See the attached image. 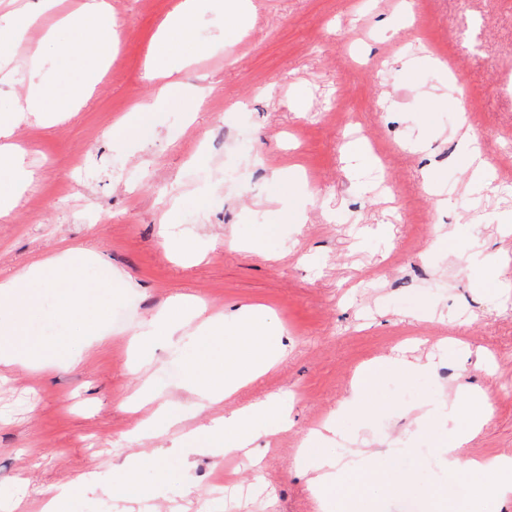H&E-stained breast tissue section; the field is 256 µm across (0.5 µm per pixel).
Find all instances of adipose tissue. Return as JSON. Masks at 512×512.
I'll return each mask as SVG.
<instances>
[{
	"instance_id": "ef3b65f1",
	"label": "adipose tissue",
	"mask_w": 512,
	"mask_h": 512,
	"mask_svg": "<svg viewBox=\"0 0 512 512\" xmlns=\"http://www.w3.org/2000/svg\"><path fill=\"white\" fill-rule=\"evenodd\" d=\"M196 8L197 0H180L163 20L144 64L145 76L157 83V92L151 101L137 105L133 112L122 118L117 124L118 129L144 137L153 129L156 109L182 98L197 105L203 101L204 90H186L176 79L170 64L173 41L186 44L195 41L193 18ZM60 24L76 31L94 30V38L82 47L85 74L66 92L52 97L46 84L37 80L42 69L40 52H33L29 57L26 67L33 80L28 83L25 96L17 99L12 115L0 116V181H8L12 186L10 192H0V220L4 222L19 206L23 193L32 190L37 183L35 172L25 164V149L13 141L17 122L24 120L46 131L80 111L102 80L117 43L111 0H82L75 12L61 18ZM96 257L94 248L69 247L56 256L34 261L22 271L0 279V307L9 311L8 317H0V365L38 364L52 351V343L30 338L27 332L30 321L43 314L39 298L44 291L56 296L52 317H82L83 336L96 346L107 345L109 338L102 324L84 318L89 298L74 289L77 268ZM192 313L188 302L174 301L157 314L151 329L130 336L129 345L133 352L142 359L152 358L158 348L170 344L174 336L180 335L186 318ZM202 331L204 335L223 339L224 353L216 358L191 359L183 387L199 401L209 404L231 399L265 375L284 354L283 349L272 345L266 318L250 306L243 307L234 334H227L220 318L205 319ZM430 368L429 362L419 359L390 358L371 363L353 379L348 396L338 404L335 414L321 428L305 434L296 463L313 475L310 492L318 512H333L335 504L329 495L330 489L354 471L380 475L395 487L416 485L428 489L427 475L407 474L394 464L396 453L414 452L415 435H408L398 451L389 449L375 454L364 448L352 449L349 457L340 464L325 454L324 445L331 435L337 434L341 422L349 420L358 431L367 430L368 416L373 409L369 390L378 375L394 373L412 379L426 374ZM493 414L494 408L488 398L473 393L442 405L425 404L417 416L420 432L439 437L435 450L437 467L451 478L472 476V495L482 502L512 499L511 457L479 460L463 453ZM267 424L277 432L288 431L293 425L287 406L272 395L233 409L207 426L182 433L181 442L190 448L221 446L228 451H244L251 448ZM487 473L497 474V482L484 484L482 477Z\"/></svg>"
}]
</instances>
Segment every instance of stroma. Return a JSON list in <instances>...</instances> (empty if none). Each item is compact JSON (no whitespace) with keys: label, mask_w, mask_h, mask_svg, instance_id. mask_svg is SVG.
<instances>
[{"label":"stroma","mask_w":512,"mask_h":512,"mask_svg":"<svg viewBox=\"0 0 512 512\" xmlns=\"http://www.w3.org/2000/svg\"><path fill=\"white\" fill-rule=\"evenodd\" d=\"M120 69L108 71L80 112L44 133L19 123L15 143L38 176V211L19 205L0 222V277L67 247L94 246L102 263L77 270L92 289L110 336L78 365H0V500L13 512H43L51 489L97 472L94 489L75 488L68 512H226L217 470L241 489H258L237 512H317L311 479L296 467L303 435L320 427L348 394L353 371L421 340L431 375L377 377L370 396L405 410L372 418L370 439L399 443L416 428L425 401L481 390L490 423L468 455L512 457V291L491 281L494 261L512 256V201L497 186L472 185L462 162L468 131L480 133L496 172L512 167V0H413L414 21L393 34L399 0H253L245 36L222 43L224 18L199 0L195 18L205 55L173 42L179 80L206 88L198 111L174 103L155 115L159 133L144 142L113 133L116 118L152 99L143 66L158 27L177 0H114ZM485 19L484 53L463 55L453 30L463 17ZM89 30H58L44 45L40 80L61 92L77 75ZM445 55L432 66L430 52ZM340 93L346 123L324 111ZM372 140L385 171L348 156L338 139ZM297 166L302 217L273 225L272 170ZM433 192H426V179ZM471 243L472 257L429 254L436 235ZM194 236L202 258L189 262L171 238ZM239 248L228 247V239ZM128 283L119 296L103 287L107 269ZM192 296L205 316L233 326L242 307L260 306L287 356L234 404L277 395L293 427L259 438L249 453L191 454L178 482L155 486L167 436L139 444L126 435L150 413L121 409L149 384L156 402L186 399L185 364L199 349L219 350L189 319L181 336L133 370L128 339L146 329L166 301ZM141 462L155 487L136 502L110 490L115 458ZM346 512H405L421 501L414 487L396 492L352 474L334 491Z\"/></svg>","instance_id":"35a3bbf8"}]
</instances>
